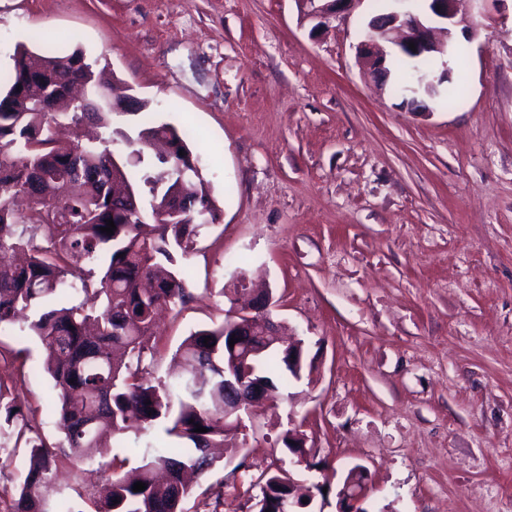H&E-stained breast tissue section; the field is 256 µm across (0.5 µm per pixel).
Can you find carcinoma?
<instances>
[{"mask_svg":"<svg viewBox=\"0 0 512 512\" xmlns=\"http://www.w3.org/2000/svg\"><path fill=\"white\" fill-rule=\"evenodd\" d=\"M77 79L100 85L81 50L60 56L23 48L0 88V331L16 326L41 341L61 433L53 446L26 437L25 414L0 381V473L25 442L28 464L10 512H185L192 489L184 474L202 475L214 464L204 449L240 452V420L224 415V372L248 386L262 383L274 404L299 377L279 338L256 333L233 354L221 322L190 332L174 354L175 377L147 379L156 317L188 297L179 259L219 212L203 174L181 177L195 158L191 131L146 122L137 138L121 139L119 151L112 102L81 111L69 96ZM109 219L111 235L101 231ZM72 292L83 301L61 302ZM198 424L208 432H195ZM157 425L171 446L145 441L131 472L112 456L107 483L84 504L65 498L52 506L43 496L60 457L104 458L111 440L146 436ZM138 481L147 488L133 491ZM256 485L257 512H280L288 471L269 470Z\"/></svg>","mask_w":512,"mask_h":512,"instance_id":"obj_1","label":"carcinoma"}]
</instances>
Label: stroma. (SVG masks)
Here are the masks:
<instances>
[{
    "mask_svg": "<svg viewBox=\"0 0 512 512\" xmlns=\"http://www.w3.org/2000/svg\"><path fill=\"white\" fill-rule=\"evenodd\" d=\"M374 13L363 0L316 31L297 0H0L1 74L18 46L78 47L155 122L194 132L221 217L181 261L190 297L160 317L152 379L223 321L239 269L305 342L289 399L253 408L188 512H249L275 466L336 512L356 464L368 512H512V0L475 10L450 75L464 96L424 112L364 76ZM43 354L0 332V376L53 443ZM292 424L304 466L281 441ZM108 476L65 460L47 494L76 501Z\"/></svg>",
    "mask_w": 512,
    "mask_h": 512,
    "instance_id": "1",
    "label": "stroma"
}]
</instances>
